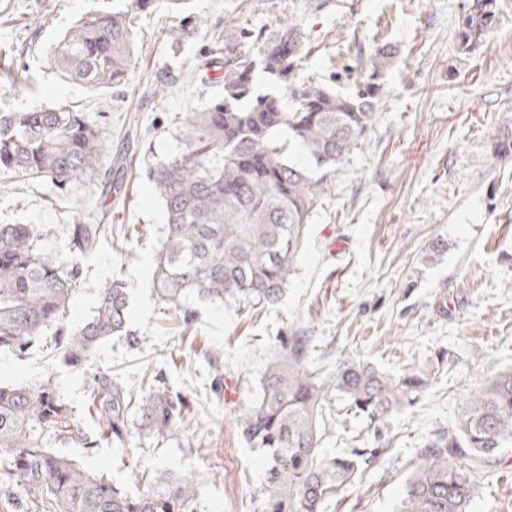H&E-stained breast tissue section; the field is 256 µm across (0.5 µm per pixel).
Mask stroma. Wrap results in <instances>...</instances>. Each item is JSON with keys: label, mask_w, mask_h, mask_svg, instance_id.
I'll use <instances>...</instances> for the list:
<instances>
[{"label": "stroma", "mask_w": 512, "mask_h": 512, "mask_svg": "<svg viewBox=\"0 0 512 512\" xmlns=\"http://www.w3.org/2000/svg\"><path fill=\"white\" fill-rule=\"evenodd\" d=\"M107 3L123 8L130 0H0V110L71 104L105 114L110 159L127 151L129 130L138 135L117 194L78 185L58 200L50 186L1 171L0 224L29 225L40 249L65 261L73 216L93 203L112 231L82 262L67 322L87 321L100 289L118 278L142 345L112 338L77 370L39 351L24 359L0 351V380H51L78 409L99 372L132 386L163 375L193 400L177 440L160 444L138 430L130 454L108 444L89 453L58 439L54 448L128 484L143 470L191 477L196 512H262L266 462L243 444L235 404L217 400L207 382L217 371L233 375L248 398L274 336L302 327L325 373L347 357L430 372L425 394L382 428L386 452L329 510L396 512L417 450L457 422L487 375L512 366V160L494 158L512 128V0H501L496 31L468 52L456 29L473 0H189L188 14L219 31L301 25L311 37L302 73L316 81L353 64L357 50L385 42L398 49L373 129L328 177L282 299L242 309L194 296L189 325L153 293L165 224L148 167L180 149L169 116L199 109L222 87L196 81L200 44L175 41L178 19L160 7L139 21L122 87L94 92L62 80L47 64L48 48ZM165 71L178 88L158 101L152 84ZM437 241L446 249L428 261ZM329 407L326 453L369 440L365 421L347 415L343 400L330 396ZM470 512H512V447L477 480Z\"/></svg>", "instance_id": "35a3bbf8"}]
</instances>
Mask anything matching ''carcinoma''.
<instances>
[{
  "mask_svg": "<svg viewBox=\"0 0 512 512\" xmlns=\"http://www.w3.org/2000/svg\"><path fill=\"white\" fill-rule=\"evenodd\" d=\"M187 0H132L127 10L87 14L50 48L47 63L66 81L90 90L124 83L135 55L138 13ZM500 0H474L456 38L468 51L484 42L500 14ZM202 18L176 27L179 41L198 38ZM310 39L298 25L266 34L234 26L213 33L199 54L195 74L220 83L221 97L177 122L180 152L157 161L149 179L161 199L166 232L155 257L154 288L160 299L194 320L183 307L190 296L242 306L275 304L294 274L306 227L327 176L344 163L372 130L396 56L377 44L347 74L313 82L301 62ZM276 88L264 91L258 73ZM108 131L103 116L67 105L0 111V171L51 185L59 198L84 182H103ZM107 225L86 211L74 224L71 257L61 262L37 248L25 224H0V349L25 356L50 345L62 364L78 367L114 336L141 344L129 326V298L118 281L101 288L93 315L80 327L65 314L81 275ZM314 340L303 328L278 339L255 393L237 403L246 447L267 460L263 512H326L329 502L373 464L377 448L323 452L329 429V395L371 424L383 423L419 398L429 373L405 368L391 374L348 357L334 375L313 361ZM190 398L158 382L131 387L101 372L79 413L46 380L34 387L0 382V512H10L17 488L37 512H196L197 488L189 477L141 472L145 488L97 475L51 447L59 438L92 450L101 441L131 444L130 424L167 441L178 431ZM103 425L95 435L86 417ZM512 447V367L489 376L466 403L455 426L432 435L416 456L398 512H469L478 474L501 463Z\"/></svg>",
  "mask_w": 512,
  "mask_h": 512,
  "instance_id": "cac0c4a2",
  "label": "carcinoma"
}]
</instances>
